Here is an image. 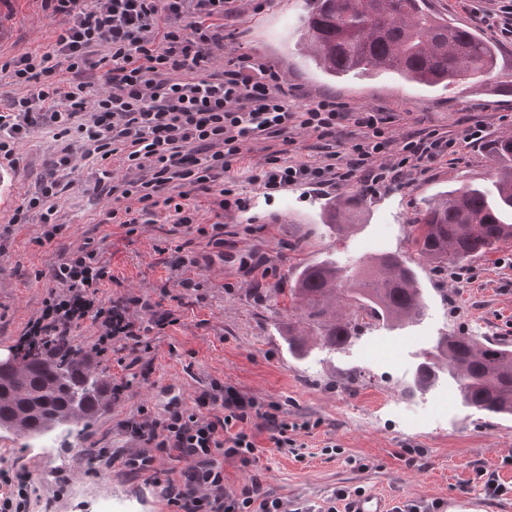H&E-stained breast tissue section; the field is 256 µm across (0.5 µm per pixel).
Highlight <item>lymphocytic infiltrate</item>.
<instances>
[{"instance_id":"f902f5d3","label":"lymphocytic infiltrate","mask_w":512,"mask_h":512,"mask_svg":"<svg viewBox=\"0 0 512 512\" xmlns=\"http://www.w3.org/2000/svg\"><path fill=\"white\" fill-rule=\"evenodd\" d=\"M45 11L64 17L52 49L9 60L17 82L30 84L13 110L0 114V160L15 164V147L32 125L56 131L63 148L36 195L23 199L10 218L27 223L38 213L43 226L38 244L54 241L62 225L53 220L52 200L60 188L59 173L73 167L70 136L89 145L100 167L120 160L133 178L112 182L114 202L108 221L134 236L158 209L168 210L173 229L196 232L224 254V224H202L190 198L205 195L214 209L244 208L245 201L229 171L250 143H292V130L315 134L325 143L319 159H288L283 149L268 153L251 177L267 193L297 184L343 186L359 183L374 195L399 183L410 172L462 153L486 136L476 120L456 137L436 132L393 135L391 113L351 107L335 96H323L300 111L288 108L283 78L273 67L242 57L220 60L224 21L235 12V0H41ZM106 48L110 63L104 78L108 90L92 95L85 71L96 69L97 48ZM75 81L57 84L59 66ZM53 287L41 311L30 318L17 347L58 350L61 336L84 321L97 334L88 355L104 360L126 354L128 377L112 386L120 402L133 381L144 378L139 365L153 349V339L180 321L177 308L158 295L121 292L109 300L100 288L115 282L112 268L94 239L59 256L48 270ZM194 410L152 413L146 407L119 423L131 448L102 459L118 461L122 471L142 477L158 459L188 462L179 478H167L163 494L176 512H305L288 510L260 480L237 491L224 485V460L247 465L257 450L256 435L270 432L279 448L289 445L288 420L264 403L232 387L212 385L196 399Z\"/></svg>"}]
</instances>
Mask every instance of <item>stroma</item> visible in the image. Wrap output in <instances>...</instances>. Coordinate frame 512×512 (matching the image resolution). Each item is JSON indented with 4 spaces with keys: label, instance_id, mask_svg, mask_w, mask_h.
<instances>
[{
    "label": "stroma",
    "instance_id": "stroma-1",
    "mask_svg": "<svg viewBox=\"0 0 512 512\" xmlns=\"http://www.w3.org/2000/svg\"><path fill=\"white\" fill-rule=\"evenodd\" d=\"M306 0H237L236 16L224 23L243 52L280 69L295 94L291 111L325 93L353 106L393 112L397 134L436 129L458 134L474 120L487 125L486 141L467 148L458 160L438 161L427 173L407 176L405 187L375 195L359 185L319 189L295 185L266 194L249 177L266 155V141L233 164L230 174L246 200L244 208L225 213L224 251L232 262L210 268L173 269L186 235L169 234V223L142 225L125 237L104 223L110 200L96 191L98 171L75 147L73 187L54 200L58 239L40 246L38 215L9 225L10 211L0 212L5 226L0 250V356L16 350L28 320L42 308L50 282L42 278L58 259L60 248H76L85 238L102 241L105 257L119 285L105 284L102 298L118 288L148 292L167 286L182 296L181 321L154 341L145 362L148 381L133 385L123 401L100 415L82 433H61L50 451L29 447L24 438L0 431V499L26 491L19 512H103L109 505L129 512H172L161 482L174 463H156L157 479H128L120 468L93 460L96 448H126L130 442L120 420L147 406L159 413L170 400L193 409L196 398L218 382L264 403L278 405L294 430L291 447L279 449L269 433L257 436L256 459L244 466L224 463V483L240 489L260 479L265 490L288 504L320 508L337 489L361 490L380 498L386 508L411 501L442 505L460 495L475 501L476 512H512V418L493 419L461 403L456 387L446 397L447 422L414 426L387 413L390 401L409 402L414 369L440 336L462 332L512 346V243L463 263L466 279L451 282L448 268L424 264L418 271L424 314L410 327H360L344 348L313 347L303 358L289 355L286 337L295 314L288 296L299 266L331 259L353 268L367 256L407 251L412 221L433 194L464 184L492 185L497 177L490 157L493 139L512 131V94L488 93L485 86L459 81L433 89L386 73L331 78L298 46ZM428 7L449 23L470 27L494 41L499 65L495 83L512 82V41L496 38L481 21V0H428ZM63 18L49 16L41 0H0V113L27 94L3 65L24 53L44 52L55 42ZM60 145L50 130H31L16 147L17 198L34 194ZM352 199L350 227L343 234L324 222L328 204ZM265 255L268 276H245L239 259ZM203 283L202 294L184 290L183 280ZM379 337L398 365L387 375L366 370L358 345ZM506 488L489 495L488 480Z\"/></svg>",
    "mask_w": 512,
    "mask_h": 512
}]
</instances>
